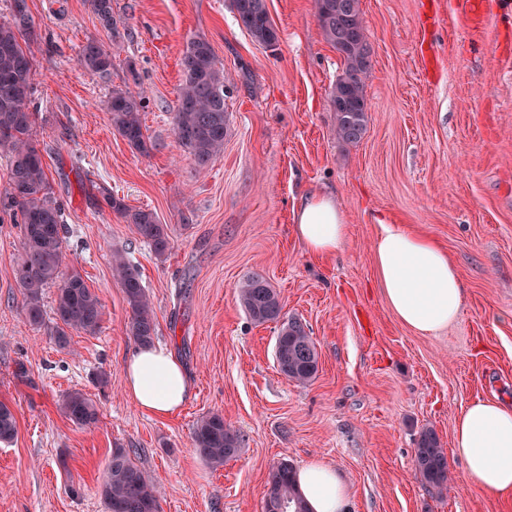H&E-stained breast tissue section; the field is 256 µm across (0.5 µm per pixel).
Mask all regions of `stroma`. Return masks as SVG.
Listing matches in <instances>:
<instances>
[{"instance_id":"1","label":"stroma","mask_w":512,"mask_h":512,"mask_svg":"<svg viewBox=\"0 0 512 512\" xmlns=\"http://www.w3.org/2000/svg\"><path fill=\"white\" fill-rule=\"evenodd\" d=\"M26 2L35 140L62 206L67 266L98 295L102 318L96 335L71 333L64 349L27 322L0 149V402L17 418L14 439L0 443V512H104L100 485L117 447L159 486L160 512H263L268 471L283 459L335 467L348 512H512L467 479L457 456L450 492L414 466L422 429L448 449L469 402L512 400V10L484 0L476 21L465 0H360L369 122L347 144L330 110L343 62L319 32L316 0H266L274 49L238 24L231 0H112L111 31L87 0ZM197 37L229 78L224 150L204 172L172 122L180 59ZM91 39L112 50L108 77L77 62ZM115 88L145 93L147 153L100 106ZM316 191L335 194L349 227L325 258L294 229V208ZM109 193L169 225L165 256L107 207ZM384 222L429 235L454 259L464 302L447 329L417 333L387 305L374 263ZM116 250L153 302L156 342L190 380V398L168 418L144 414L126 391L136 344L112 275ZM254 273L277 290L285 317L307 325L319 354L311 382L279 373L278 323H253L240 306L235 287ZM73 389L96 403L93 427L63 413ZM213 411L243 437L217 468L192 442Z\"/></svg>"}]
</instances>
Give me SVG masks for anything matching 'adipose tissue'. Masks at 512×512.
<instances>
[{"label": "adipose tissue", "mask_w": 512, "mask_h": 512, "mask_svg": "<svg viewBox=\"0 0 512 512\" xmlns=\"http://www.w3.org/2000/svg\"><path fill=\"white\" fill-rule=\"evenodd\" d=\"M294 221L300 240L318 255L336 253L348 236L344 212L327 194L303 198ZM375 262L387 304L403 324L432 334L456 320L463 304V284L439 243L386 224L376 242ZM124 372L128 395L149 416H169L190 396L183 368L167 348L134 349ZM454 451L480 489L511 499L512 403L497 399L469 403L454 426ZM297 484L310 512H345L348 487L324 461L318 459L300 469Z\"/></svg>", "instance_id": "obj_1"}]
</instances>
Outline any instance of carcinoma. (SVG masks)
<instances>
[{
	"instance_id": "1",
	"label": "carcinoma",
	"mask_w": 512,
	"mask_h": 512,
	"mask_svg": "<svg viewBox=\"0 0 512 512\" xmlns=\"http://www.w3.org/2000/svg\"><path fill=\"white\" fill-rule=\"evenodd\" d=\"M360 0H318L317 22L320 34L343 59L342 74L330 93L336 138L343 143L359 141L368 124L366 82L371 75L370 46L359 7ZM102 25L114 29L112 0H88ZM238 22L255 41L269 45L278 42L265 0H231ZM11 20L0 23V147L6 149L10 182L6 195L20 215L22 257L13 270L21 289L28 322L46 325L42 295L56 286L54 322L48 327L55 344L65 349L69 332L94 335L100 328L102 304L86 285L81 274L66 271L65 225L62 208L53 196L42 156L33 139L32 61L21 45L32 29L28 14L11 4ZM77 62L93 74L107 76L112 70V49L90 40L82 46ZM182 83L173 115V130L179 145L201 170L223 151L228 124L224 97L227 80L210 44L190 41L181 58ZM143 93L114 89L103 100L112 127L140 152L148 151L141 111ZM106 205L131 225L133 233L161 257L170 248L168 225L142 208L128 206L124 199L105 196ZM113 276L120 282L130 309L127 333L140 345L153 342L156 317L140 273L121 252L112 255ZM237 298L256 324L280 323L275 341L278 371L299 384L312 381L319 370L316 345L307 326L298 318L282 319V303L277 291L260 274H253L237 286ZM66 417L80 428L99 421L94 401L79 390L67 393L61 404ZM16 434L13 409L0 403V442H11ZM193 446L209 465L219 467L236 457L241 449L240 432L224 422L223 414L210 412L197 421L192 432ZM415 470L429 487L442 492L451 481L446 449L430 428L420 431L414 448ZM297 470L282 460L269 470L265 501L275 503V512H309L296 483ZM101 497L107 512H160L159 491L130 457L125 448L112 449L102 484Z\"/></svg>"
}]
</instances>
